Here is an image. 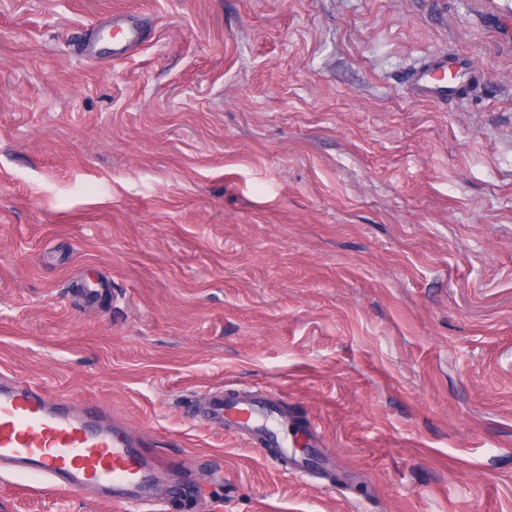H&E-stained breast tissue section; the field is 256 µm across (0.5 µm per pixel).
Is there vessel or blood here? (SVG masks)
Listing matches in <instances>:
<instances>
[{"label": "vessel or blood", "instance_id": "b4317fda", "mask_svg": "<svg viewBox=\"0 0 512 512\" xmlns=\"http://www.w3.org/2000/svg\"><path fill=\"white\" fill-rule=\"evenodd\" d=\"M139 45V30L128 17L112 20V50L128 54ZM459 57L431 56L411 71L414 96L444 103L475 81ZM211 423L236 439L270 451L297 471L313 475L320 468L322 436L314 423L282 426L278 399L268 393L237 391L205 403ZM41 476L49 483L87 493L105 489L113 504L145 506L166 474L163 460L142 444L110 413L93 403H73L30 385L0 376V467Z\"/></svg>", "mask_w": 512, "mask_h": 512}]
</instances>
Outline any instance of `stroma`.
<instances>
[{
    "label": "stroma",
    "mask_w": 512,
    "mask_h": 512,
    "mask_svg": "<svg viewBox=\"0 0 512 512\" xmlns=\"http://www.w3.org/2000/svg\"><path fill=\"white\" fill-rule=\"evenodd\" d=\"M443 50L479 83L416 101ZM0 372L111 409L171 512H512V0H0ZM241 389L325 478L209 423ZM0 512L124 510L4 468ZM139 46V30L130 17L112 19V51L129 54Z\"/></svg>",
    "instance_id": "35a3bbf8"
}]
</instances>
